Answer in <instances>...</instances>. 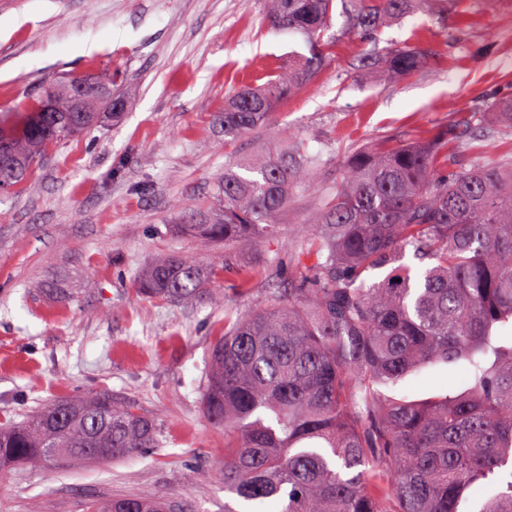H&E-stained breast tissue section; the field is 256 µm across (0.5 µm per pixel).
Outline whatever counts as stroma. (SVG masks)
Listing matches in <instances>:
<instances>
[{
    "mask_svg": "<svg viewBox=\"0 0 512 512\" xmlns=\"http://www.w3.org/2000/svg\"><path fill=\"white\" fill-rule=\"evenodd\" d=\"M322 40L332 52L317 77L228 143L213 122L225 99L308 51L303 36L270 30L264 0H0V119L61 74L110 71L126 96L121 115L48 148L0 199V427L107 390L161 428L158 447L127 458L0 472V512H89L119 495L224 512V430L202 406L224 305L148 299L138 286L159 254L223 257L168 221L210 193L228 157L293 133L326 159L312 194L288 207L294 237L354 147L427 139L470 112L449 170L512 163V127L486 113L512 100V0H424L371 38L336 13ZM401 47L426 62L385 79ZM52 280L68 299L42 291Z\"/></svg>",
    "mask_w": 512,
    "mask_h": 512,
    "instance_id": "1",
    "label": "stroma"
}]
</instances>
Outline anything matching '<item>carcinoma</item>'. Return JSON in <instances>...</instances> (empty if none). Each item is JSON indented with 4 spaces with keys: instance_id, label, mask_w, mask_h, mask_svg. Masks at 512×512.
Instances as JSON below:
<instances>
[{
    "instance_id": "carcinoma-1",
    "label": "carcinoma",
    "mask_w": 512,
    "mask_h": 512,
    "mask_svg": "<svg viewBox=\"0 0 512 512\" xmlns=\"http://www.w3.org/2000/svg\"><path fill=\"white\" fill-rule=\"evenodd\" d=\"M338 1L353 31L372 34L415 4L265 0L271 29L310 40V56L260 88H239L214 116L224 141L258 130L314 79L328 44L311 37ZM422 60L417 49H394L385 75H411ZM70 81L50 82L9 127L0 123L15 163L0 167V188L23 182L48 146L98 125L96 112L79 127L72 112L32 119L44 99L65 104ZM491 110L512 126V101ZM322 164L292 137L224 162L211 194L173 221L183 236L224 245L223 261L170 253L140 280L150 297L211 300L230 270L232 294H270L248 313L225 304L224 335L211 349L203 406L224 427V512H238L233 500L249 512H512V165L446 174L441 136L349 151L313 231L292 242L282 217ZM251 247L266 253L246 265L240 250ZM409 250L421 265L403 262ZM439 364L460 371L462 389L432 400H390L380 390ZM158 436L155 419L100 391L0 428V471L38 459L124 458L156 447ZM130 508L170 512L135 496L93 512Z\"/></svg>"
}]
</instances>
